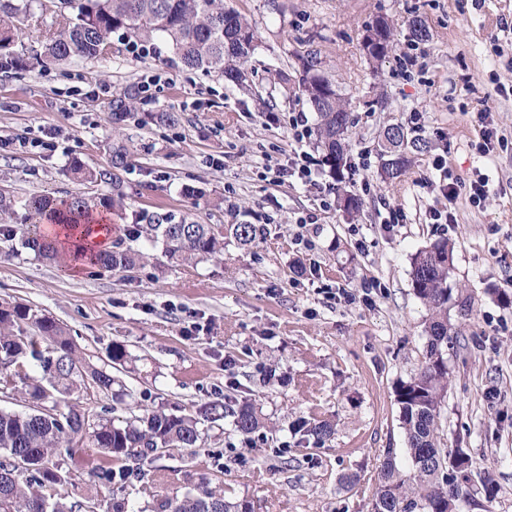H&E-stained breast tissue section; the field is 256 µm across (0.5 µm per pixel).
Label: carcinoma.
I'll list each match as a JSON object with an SVG mask.
<instances>
[{"label": "carcinoma", "instance_id": "carcinoma-1", "mask_svg": "<svg viewBox=\"0 0 512 512\" xmlns=\"http://www.w3.org/2000/svg\"><path fill=\"white\" fill-rule=\"evenodd\" d=\"M56 30L35 55L42 62L61 63L74 57L94 59L111 38L122 30L138 41L166 39L182 66L201 69L241 86L244 63L258 48L255 30L224 0H59ZM31 0H0V67L19 63L11 50L14 22L28 17ZM394 24L380 18L366 32H375L379 44L362 45L366 56L379 60L394 44ZM321 61L314 55L307 62V75L299 91L318 115L316 144L321 162L328 167L337 187V204L355 212L359 199L340 186L344 171L351 168L348 132L352 119L346 102L333 83L320 73ZM398 124L385 128L379 142L381 175L393 180L411 165L412 155L427 149L421 138L391 136ZM128 144H112L115 168L128 166ZM94 197L28 200V223L1 225L8 240L19 238L22 247L48 260L64 258L57 242L42 233L45 224L72 229L89 226L95 219ZM130 238L146 236L163 246L173 262L200 261L224 251V239H233L249 249L266 234L263 224H176L169 213H146L143 223L127 226ZM448 240L440 238L415 253L411 262V286L430 312L425 327V360L419 371L397 390L400 421L413 471H400L392 462V449L378 473L373 512H457L460 504L474 500L472 461L464 456L457 466L448 459L463 453L440 446L438 420L448 393V346L453 344L448 308L455 301L450 288ZM80 259L92 266L125 272L135 269L144 255L119 243L110 250L87 252ZM24 390L25 411L0 409V512H94L93 506L72 500L60 492L65 478V458L81 447L94 448L106 462L91 472L94 482L108 491L142 476L141 466L162 456L160 449L180 452L200 446V421L192 414L176 415L163 410L142 414L115 412L133 393L119 384L112 373L83 358L70 329L28 305L0 307V392ZM93 389L112 398L113 405L91 417L79 401L80 393ZM234 431L247 441L267 428L265 419L249 399L233 411ZM299 446L321 448L335 434L328 419L301 418L292 424ZM151 512H253L245 503L231 502L221 488L202 482L181 495L156 499Z\"/></svg>", "mask_w": 512, "mask_h": 512}]
</instances>
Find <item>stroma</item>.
Here are the masks:
<instances>
[{
    "mask_svg": "<svg viewBox=\"0 0 512 512\" xmlns=\"http://www.w3.org/2000/svg\"><path fill=\"white\" fill-rule=\"evenodd\" d=\"M255 27L259 47L245 65L244 87L184 69L172 49L135 58L122 33L104 56L64 65H29L55 29L54 0H34L16 23L20 66L0 70V137L42 138L54 150L0 152V189L13 195L6 224L26 221L35 195H121L113 240L143 213L173 214L186 224H262L266 235L244 250L169 263L161 245L140 239L146 256L129 272L78 271L37 258L19 241L0 239V304L20 303L68 326L81 354L104 365L112 344L132 363L115 375L139 408L179 414L212 402L255 400L269 427L245 443L230 419L202 421L192 455L161 461L167 481H135L115 494L90 473L91 448L66 460L69 493L108 512L111 496L150 512L156 496L203 481L224 482L254 512H372L385 449L398 469H412L395 400L398 385L420 368L427 310L411 288V257L436 239L453 247L459 302L448 310L457 336L448 351L450 383L441 408L442 447L463 449L475 477L490 475L493 498L477 494L459 512H512V0H227ZM393 21V51L367 60L362 37L379 18ZM430 37L412 41L411 20ZM422 54L404 68L412 49ZM317 52L353 120L350 156L367 165L346 172L357 214L339 209L335 181L313 165V184L279 176L314 137L295 141L293 112L316 122L293 89L302 59ZM132 93V114L112 117L115 99ZM172 112L173 123L148 120ZM400 124L429 143L398 178L383 180L375 146ZM494 131L489 154L476 145ZM133 148L117 182H79L74 163L110 167L112 143ZM444 162L459 182L488 179L483 206L466 193L445 201L434 185ZM197 198L185 196V188ZM455 221L430 223V207ZM404 219L385 224L389 209ZM328 417L325 447L298 453L289 427ZM288 452H281V445Z\"/></svg>",
    "mask_w": 512,
    "mask_h": 512,
    "instance_id": "stroma-1",
    "label": "stroma"
}]
</instances>
